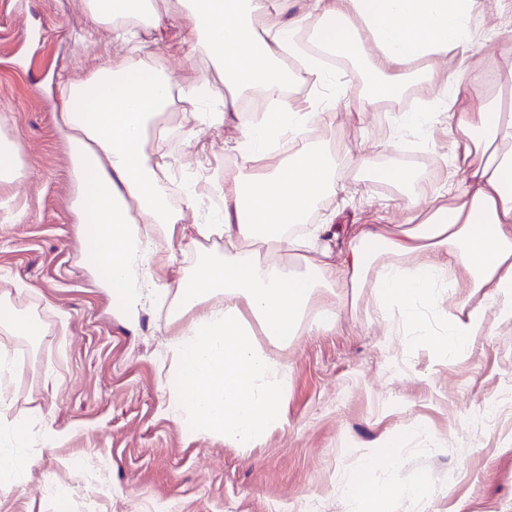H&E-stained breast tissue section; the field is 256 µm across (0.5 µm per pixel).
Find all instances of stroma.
Wrapping results in <instances>:
<instances>
[{"label": "stroma", "mask_w": 512, "mask_h": 512, "mask_svg": "<svg viewBox=\"0 0 512 512\" xmlns=\"http://www.w3.org/2000/svg\"><path fill=\"white\" fill-rule=\"evenodd\" d=\"M171 14L165 30L143 32L140 57H153L174 86L226 95L203 53L187 55L177 0H152ZM512 36V16L481 27L488 89L500 75L494 47ZM112 33L90 21L81 0H0V136L17 140L23 167L0 187V298L39 335L0 326V352L14 367L0 375V432H23L28 466L0 481V512H353L345 484L394 478L396 512H512V408L482 412L512 381V323H495L452 363L409 335L404 316L377 314L362 289L336 328L300 331L276 355L291 370L285 424L243 450L197 434L167 411L164 362L175 298L153 302L136 324L121 314L85 251L75 202L81 184L54 110L62 87L83 82L95 63H112ZM334 64L345 107L308 136L339 144L342 194L324 198L316 220L401 224L408 185L385 179L402 169L433 185L452 175L448 126L437 122L421 150L406 147L398 113L435 91L413 85L399 98L367 103ZM248 93L235 123L212 127L173 99L148 150L167 162L168 186L193 183L197 209L185 223L215 219V183L239 177L237 137L253 110ZM364 155L366 167L355 158Z\"/></svg>", "instance_id": "1"}]
</instances>
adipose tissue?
Masks as SVG:
<instances>
[{"label": "adipose tissue", "mask_w": 512, "mask_h": 512, "mask_svg": "<svg viewBox=\"0 0 512 512\" xmlns=\"http://www.w3.org/2000/svg\"><path fill=\"white\" fill-rule=\"evenodd\" d=\"M150 2L82 0L90 20L123 45L136 28L167 24ZM302 2L289 16L282 0H179L190 51L208 57L228 90L221 111L208 115L211 126L223 125L241 92L257 89L281 102L225 142L248 174L221 187L217 223H185V210L196 207L193 190L185 192L184 211L174 210L165 162L145 149L173 98L161 68L141 61L98 67L56 106L88 187L80 207L92 228V264L105 271L128 321L137 320L144 295L161 300L171 290L181 311H194L190 327L168 341L169 407L199 434L234 448L257 447L283 424L290 371L271 347L303 328L335 327L361 289H381L380 313L399 307L410 333L444 362L467 350L488 321L512 323V107L485 88L477 66L442 68L450 51L474 49L472 20L483 15V0ZM262 15L267 21L256 27ZM307 28L328 52L360 60L351 76L368 101L398 97L415 79L444 90L436 108L399 113L397 126L423 134L445 112L460 179L405 196L406 223L353 224L343 239L335 225L308 223L321 198L342 187L334 151L304 135L309 123L330 118L335 95L303 112L284 94L291 82L285 58L300 53ZM147 224L182 225L199 249L193 272L174 288L161 283V250ZM214 236L223 248L202 251ZM447 273L470 294L487 292L490 302L449 310L436 331L423 311L434 307Z\"/></svg>", "instance_id": "obj_1"}]
</instances>
